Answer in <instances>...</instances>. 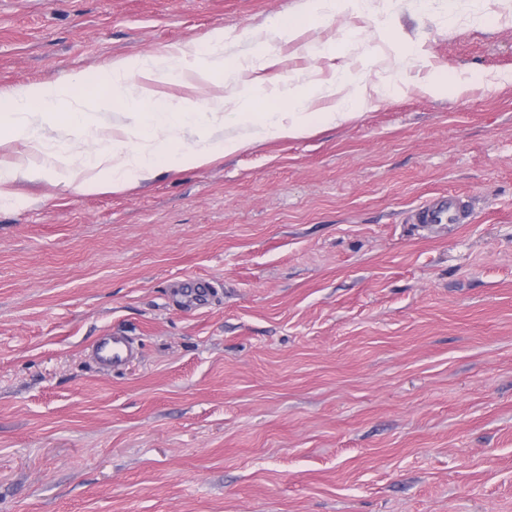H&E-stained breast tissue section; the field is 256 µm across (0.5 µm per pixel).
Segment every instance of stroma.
<instances>
[{
  "label": "stroma",
  "instance_id": "obj_1",
  "mask_svg": "<svg viewBox=\"0 0 512 512\" xmlns=\"http://www.w3.org/2000/svg\"><path fill=\"white\" fill-rule=\"evenodd\" d=\"M301 3L0 0V91L69 80L61 111L87 115L50 149L132 124V86H83L113 60L219 34L245 111L270 100L235 75L269 59L322 106L339 66L385 92L202 167L174 139L137 183L12 184L0 512H512V21L499 0H379L268 32ZM450 191L470 223H414ZM112 331L137 349L116 373L90 348Z\"/></svg>",
  "mask_w": 512,
  "mask_h": 512
}]
</instances>
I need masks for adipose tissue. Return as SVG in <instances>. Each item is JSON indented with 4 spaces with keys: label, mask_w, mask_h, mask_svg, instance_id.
I'll return each mask as SVG.
<instances>
[{
    "label": "adipose tissue",
    "mask_w": 512,
    "mask_h": 512,
    "mask_svg": "<svg viewBox=\"0 0 512 512\" xmlns=\"http://www.w3.org/2000/svg\"><path fill=\"white\" fill-rule=\"evenodd\" d=\"M222 39L211 44V60L207 68H196L193 62L195 50L186 46L180 48L176 57L163 54H147L114 62L102 74L100 83L112 86L129 78H139L142 99L157 96L158 84L173 83L192 94L189 112H175L161 109L142 113L135 126L121 129L119 134L104 132L107 142L105 149L87 153L83 164L75 166L69 161L71 143H64L56 152L45 153L41 145L46 137L42 122L33 120V113L49 115L58 124L77 129L83 122L79 112H63L59 109L61 100L68 91L67 84L61 83L49 88L30 86L11 93L0 95V149L19 147L15 160L0 162V200H8L9 186L23 175L30 178L49 177L64 185L78 184L99 188L113 187L128 179L152 177L164 154L163 134L176 129L186 145L190 157L200 165L210 163L225 154L249 148L257 142L272 137H299L305 134L313 118H321L327 123L352 119L353 109L371 107L366 97H353L346 93L344 78H337L332 93L335 103L330 111L313 115L310 102L294 98L290 89H280L279 101L268 111L257 113L252 121L250 134L215 139L209 136H196L190 112H207L214 124L224 122V96L212 94L204 100H196L199 87L209 84L210 70L222 64L220 48Z\"/></svg>",
    "instance_id": "ef3b65f1"
}]
</instances>
